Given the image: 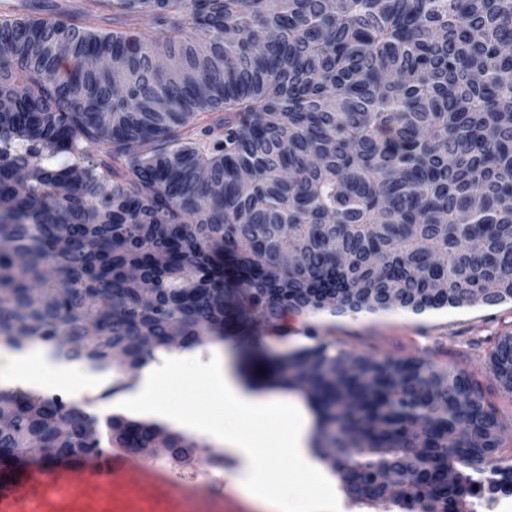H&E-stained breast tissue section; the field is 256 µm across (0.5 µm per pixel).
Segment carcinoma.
Masks as SVG:
<instances>
[{
    "label": "carcinoma",
    "mask_w": 512,
    "mask_h": 512,
    "mask_svg": "<svg viewBox=\"0 0 512 512\" xmlns=\"http://www.w3.org/2000/svg\"><path fill=\"white\" fill-rule=\"evenodd\" d=\"M94 16L99 28L86 25ZM44 164L39 165L35 160ZM512 301V0H0V348L142 370L224 326ZM310 343L357 505L479 512L512 482L464 370ZM512 397V334L491 353ZM198 442L0 388V465Z\"/></svg>",
    "instance_id": "cac0c4a2"
}]
</instances>
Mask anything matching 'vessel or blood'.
Instances as JSON below:
<instances>
[{"label":"vessel or blood","mask_w":512,"mask_h":512,"mask_svg":"<svg viewBox=\"0 0 512 512\" xmlns=\"http://www.w3.org/2000/svg\"><path fill=\"white\" fill-rule=\"evenodd\" d=\"M144 469L150 470L157 479L166 477V466L147 464L143 458L118 449L99 458H86L76 466L60 465L50 479L45 478L38 466L31 465L21 477L0 485V512H18L20 506L33 503L37 488L49 483L57 485L80 481L108 486L119 476Z\"/></svg>","instance_id":"1"}]
</instances>
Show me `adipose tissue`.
Wrapping results in <instances>:
<instances>
[{"label":"adipose tissue","mask_w":512,"mask_h":512,"mask_svg":"<svg viewBox=\"0 0 512 512\" xmlns=\"http://www.w3.org/2000/svg\"><path fill=\"white\" fill-rule=\"evenodd\" d=\"M208 360L199 362L212 397L231 415L230 423L184 412L171 406L158 393L159 386L179 371L186 354L163 355L160 362L144 370L139 388L125 397L128 409L147 414L191 434L204 435L225 446L240 461V469L231 487L247 492L253 499L271 503L275 512H336L333 482L309 447L310 420L303 402L279 394L259 395L243 388L233 376L220 343L210 346ZM0 367L12 382L40 387L81 385L85 377L74 368L48 360L42 352L17 353L0 350ZM249 419L282 426V434L262 437L245 433L235 426L236 420ZM292 459L317 486L316 495L306 499L285 491L286 474L270 469V455Z\"/></svg>","instance_id":"obj_1"}]
</instances>
